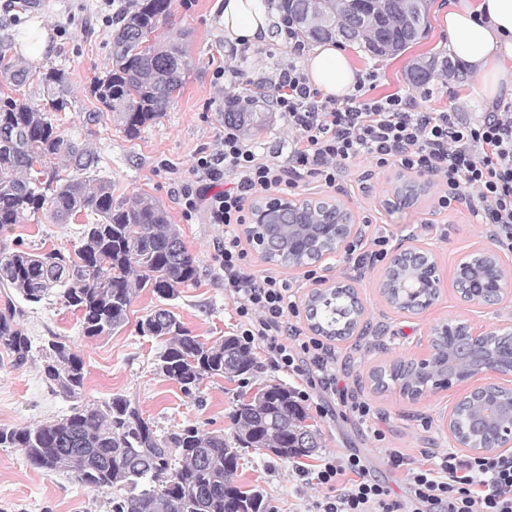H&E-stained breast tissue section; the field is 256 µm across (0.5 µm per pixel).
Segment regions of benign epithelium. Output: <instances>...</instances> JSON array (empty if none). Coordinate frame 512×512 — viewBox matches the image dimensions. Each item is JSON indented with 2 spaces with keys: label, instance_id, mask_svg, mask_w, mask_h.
<instances>
[{
  "label": "benign epithelium",
  "instance_id": "7a95c632",
  "mask_svg": "<svg viewBox=\"0 0 512 512\" xmlns=\"http://www.w3.org/2000/svg\"><path fill=\"white\" fill-rule=\"evenodd\" d=\"M349 4V17L363 21L368 17L371 0H345ZM430 183L399 176L395 179L388 205L393 208L409 207L429 194ZM321 212V223L307 221L309 211ZM258 224H296L305 236H320L324 225H330L325 248L318 251L312 263L319 264L329 255L339 252L361 233L352 210L340 198L313 197L297 199L278 196L257 203L250 211V227ZM512 282V263L493 251L471 250L461 256L454 272L455 290L463 302L478 307L491 308L501 301L506 287ZM441 285L438 265L426 247H399L392 255L379 288L387 292L391 288L401 289V299L385 298L386 303L404 313L416 314L430 306L436 299ZM452 327L473 340L472 353L480 363L465 370L453 369L448 378L436 385L443 388L454 382L473 379L487 371L501 376L512 375V332L505 331L500 340L497 333L473 335L471 325L456 320ZM488 390L501 392L508 400L496 399L489 403L486 416L488 424L495 429L494 441L473 447L458 429L455 412L448 414V435L456 447L466 448L474 454L503 452L512 447V384L501 382L475 386L459 400L462 404Z\"/></svg>",
  "mask_w": 512,
  "mask_h": 512
}]
</instances>
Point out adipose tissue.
<instances>
[{"instance_id":"obj_1","label":"adipose tissue","mask_w":512,"mask_h":512,"mask_svg":"<svg viewBox=\"0 0 512 512\" xmlns=\"http://www.w3.org/2000/svg\"><path fill=\"white\" fill-rule=\"evenodd\" d=\"M224 35L239 46L271 35V21L260 0H224ZM448 47L478 79L477 91L487 101L512 98V81L503 66L512 59V0H478L476 6H449L445 17ZM305 72L324 95L343 98L358 78L342 46L326 42L308 54Z\"/></svg>"}]
</instances>
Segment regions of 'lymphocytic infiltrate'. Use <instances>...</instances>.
I'll return each mask as SVG.
<instances>
[{"label":"lymphocytic infiltrate","mask_w":512,"mask_h":512,"mask_svg":"<svg viewBox=\"0 0 512 512\" xmlns=\"http://www.w3.org/2000/svg\"><path fill=\"white\" fill-rule=\"evenodd\" d=\"M277 33L291 63L276 79L245 80L240 101L270 103L292 138L261 150L239 127L225 125L223 149L196 160L197 185L185 189L184 210L205 211L210 223L224 227L216 260L243 320L245 343H261L278 369L316 390L324 413L340 404L379 438L378 414L340 383L335 346L300 326L293 282L245 267L240 235L245 211L264 192H291L311 183L336 188L355 163L367 160L378 169L394 165L446 183L439 208L465 206L477 223L491 226L501 250L512 252V100H496L470 120L453 109L420 108L414 97L399 91L374 95L372 72L345 98L330 99L296 64L306 48L297 20L283 16ZM433 459L431 467H418L401 450L390 451L389 471L404 475L403 501L393 498L389 485L379 482L357 453L328 455L300 472L338 487L322 512H512V452L462 456L448 451Z\"/></svg>","instance_id":"obj_1"}]
</instances>
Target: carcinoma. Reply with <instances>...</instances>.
<instances>
[{
  "instance_id": "1",
  "label": "carcinoma",
  "mask_w": 512,
  "mask_h": 512,
  "mask_svg": "<svg viewBox=\"0 0 512 512\" xmlns=\"http://www.w3.org/2000/svg\"><path fill=\"white\" fill-rule=\"evenodd\" d=\"M112 21L111 67L90 87L91 96L111 114L126 136L163 117L184 89L191 71L182 46L175 40L147 43L171 15V0H131ZM384 25L370 20L361 25L358 39L368 52L383 55L379 42L393 45L390 54L416 43L427 28L422 17L416 28L406 23L410 0H377ZM292 14L304 8L313 16L324 4L313 0H281ZM0 73L14 88L26 86L32 75L12 55V40L0 38ZM37 81L46 104L39 108L26 99L0 91V231L45 212L51 222L67 224L87 218L74 251L33 252L0 250V347L24 365L31 341L17 321L12 296L39 303L51 291L80 312L83 336H110L128 321L135 296L149 288L171 299L178 289L197 279L196 256L185 245L167 211L148 194L119 202L112 198V182L97 173L98 158L87 147L57 131L53 113L71 110L70 73L51 67ZM224 122L258 128L254 113L227 111ZM72 174H59L61 168ZM295 238L292 224H280L273 240L260 237L266 253L282 265H302L307 256L288 244ZM331 339L357 317L354 302L344 289L328 292L312 314ZM142 336L159 338L166 348L158 368L191 394L204 379L232 380L255 369L251 348L237 338L208 344L193 335L178 316L159 307L138 323ZM439 354L410 372L399 364L381 371L375 383L386 380L421 388L444 376ZM47 386L75 401L85 388L84 360L67 343L51 339L43 348ZM236 441L251 448H271L280 458L311 456L321 447L316 434L305 429V414L293 391L282 384L267 385L250 399L239 396L232 413ZM0 447L19 448L27 461L47 473L67 472L81 484L107 495L108 512H266L260 493L234 483L237 463L228 462L221 432H202L193 425L160 437L138 408L125 396L101 404H76L57 420L25 426H0Z\"/></svg>"
}]
</instances>
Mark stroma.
Here are the masks:
<instances>
[{
  "instance_id": "obj_1",
  "label": "stroma",
  "mask_w": 512,
  "mask_h": 512,
  "mask_svg": "<svg viewBox=\"0 0 512 512\" xmlns=\"http://www.w3.org/2000/svg\"><path fill=\"white\" fill-rule=\"evenodd\" d=\"M39 2L38 9L27 11L20 0H0V37L10 36L19 49L28 33L46 31L48 54L30 70L36 73L62 66L70 73L72 108L58 113L59 132L96 153L101 176L112 183L114 200L149 194L167 210L171 223L178 225L185 244L197 258L198 275L195 284L180 289L171 305L192 334L207 343L238 334L240 318L215 261L224 227L209 223L201 211L185 215L179 197L184 186L196 181L197 153L221 150L224 104L241 95L242 78L273 79L287 65L288 55L280 37L262 40L247 52L233 53L232 42L224 36L218 0H191L187 7L174 0L172 15L159 34L164 40L179 38L191 63L189 79L168 112L132 139L89 94L94 80L110 65L115 34L110 18L115 7L127 5L129 0ZM447 9L448 0H432L426 36L400 54L375 56L357 43L347 44L346 50L358 72L377 73V94L399 90L416 97L419 107L447 105L475 119L488 104L477 97V79L468 69H460L453 78L434 76L428 84L434 92L429 101L422 99L420 87L409 80L413 63L448 56ZM219 64L239 70V77L216 78L214 68ZM368 167L365 161L351 167L345 179L344 201L357 219H369L371 229L389 232L394 245L429 247L438 264L442 288L430 307L407 319L384 304L377 288L385 263L361 273L347 263L344 254L327 258L317 268L320 281L353 286L366 306L364 334L335 344L336 370L349 390L382 415L380 427L385 438L375 440L352 417L320 412L317 395H310L301 406L307 425L321 437L319 456L360 452L378 478L388 481L393 497L401 499L405 496L404 482L391 476L383 463L388 450L402 449L417 461L425 449L448 451L451 443L446 417L472 384L460 382L411 397L394 384L375 388L371 372L397 360L425 357L427 336L442 322L465 319L477 335L512 324V285L491 309L464 305L454 287V270L466 251L495 250L488 228L476 223L465 207L438 211L436 200L444 187L437 181L415 206L386 207L399 170L391 167L362 179ZM81 228L80 221L53 224L39 214L0 235V244L9 249L21 246L71 251L79 244ZM162 303L152 291L143 290L134 298L125 326L112 335L89 339L83 336L72 309L56 296L38 304L18 301L22 310L19 323L30 337L33 351L27 363L18 367L13 356L0 348V426L36 425L70 413L72 400L51 392L44 381L40 349L54 337L70 344L84 359L85 400L98 403L115 395L127 396L161 436L187 425L233 436L230 415L240 394L250 395L271 384L301 387L299 378L276 368L256 343L252 346L256 368L251 374L235 381L209 378L198 392L185 393L156 367L164 342L138 331L139 321ZM238 455L236 484L244 490L260 491L268 512H316V502L336 494L334 488L298 475V459L279 458L256 448L239 449ZM106 501L105 494L80 484L69 473H44L26 460L21 449L0 448V512H106Z\"/></svg>"
}]
</instances>
